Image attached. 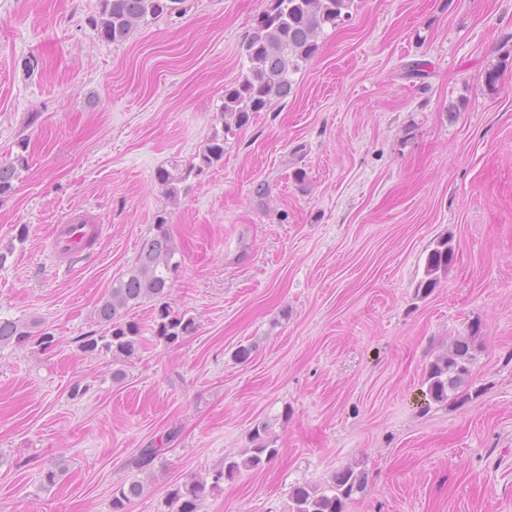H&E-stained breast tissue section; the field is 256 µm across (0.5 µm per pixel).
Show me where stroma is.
I'll return each mask as SVG.
<instances>
[{
    "label": "stroma",
    "instance_id": "35a3bbf8",
    "mask_svg": "<svg viewBox=\"0 0 512 512\" xmlns=\"http://www.w3.org/2000/svg\"><path fill=\"white\" fill-rule=\"evenodd\" d=\"M102 3L0 0V164L29 158L0 199V317L58 339L0 348V512H112L133 479L126 512H163L262 423L277 455L204 512H288L348 466L365 487L345 512H512V0H354L291 95L174 197L156 173L221 130L271 0H187L115 43ZM74 211L105 231L66 264L49 238ZM160 214L181 262L168 302L197 330L165 344L136 307L143 345L116 382L80 340ZM443 239L455 260L426 295ZM473 332L468 385L432 401L430 362ZM144 488L137 479L117 485L112 491V512H125L130 503L143 495Z\"/></svg>",
    "mask_w": 512,
    "mask_h": 512
}]
</instances>
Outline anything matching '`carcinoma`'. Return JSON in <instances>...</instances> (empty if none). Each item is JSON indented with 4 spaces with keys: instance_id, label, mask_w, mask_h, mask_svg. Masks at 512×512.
I'll list each match as a JSON object with an SVG mask.
<instances>
[{
    "instance_id": "obj_1",
    "label": "carcinoma",
    "mask_w": 512,
    "mask_h": 512,
    "mask_svg": "<svg viewBox=\"0 0 512 512\" xmlns=\"http://www.w3.org/2000/svg\"><path fill=\"white\" fill-rule=\"evenodd\" d=\"M186 0H104L98 35L112 42L125 39L131 30L164 14H180ZM274 6L262 14L245 42L246 73L237 84L224 89L221 120L223 132H214L200 155L199 165L209 167L224 158L225 134L232 128L246 126L258 112H266L275 101L284 100L292 93L294 75L318 50V37L324 28L336 27L349 16L354 0H273ZM28 165V158L16 154L13 161L0 164V197L14 190L18 169ZM194 170L179 169L157 172L158 181L169 195L178 193L177 183ZM176 248L169 224L163 215L156 216L153 233L142 242L135 266L112 284V288L97 307L99 323L106 332L99 336H85L81 350L88 354L107 352L117 363L136 358L142 346L143 329L139 322L128 318L131 309L145 301H154L152 332L166 344L174 345L196 330L192 317L174 313L165 302L173 276L179 270L175 259ZM455 252L448 240L437 243L425 267V277L419 289L425 294L436 288L440 275L448 273ZM475 337L459 336L448 352L436 356L426 374L427 390L438 403H446L458 396V390L467 382L473 360ZM32 342L42 350L56 345V337L49 332L37 335L29 323L20 319L0 318V347ZM252 447L247 454L224 461V466L213 471L211 478L193 476L170 489L165 496L166 512H201L207 497L220 489L224 480L243 470L255 469L270 461L277 453L271 446L268 428L258 425L250 432ZM364 474L352 467L336 471L326 486H300L289 495V512H344L346 502L359 492ZM144 493L142 481L134 479L117 485L112 491V512H126L127 506Z\"/></svg>"
}]
</instances>
